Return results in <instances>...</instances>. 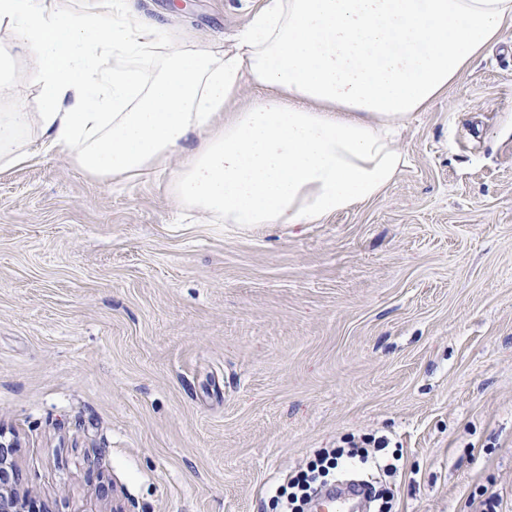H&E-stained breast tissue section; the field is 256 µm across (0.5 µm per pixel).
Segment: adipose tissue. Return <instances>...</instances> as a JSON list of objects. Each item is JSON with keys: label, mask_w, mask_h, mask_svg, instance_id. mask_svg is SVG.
Segmentation results:
<instances>
[{"label": "adipose tissue", "mask_w": 512, "mask_h": 512, "mask_svg": "<svg viewBox=\"0 0 512 512\" xmlns=\"http://www.w3.org/2000/svg\"><path fill=\"white\" fill-rule=\"evenodd\" d=\"M40 86L0 113V169L63 149L92 177L184 159L169 188L214 224H320L377 198L407 163L395 137L512 27V0H264L227 51L162 47L57 0H0ZM17 48V49H18ZM162 56L144 79L142 60ZM261 93L238 100L245 84Z\"/></svg>", "instance_id": "ef3b65f1"}]
</instances>
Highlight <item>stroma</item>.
Segmentation results:
<instances>
[{
    "label": "stroma",
    "mask_w": 512,
    "mask_h": 512,
    "mask_svg": "<svg viewBox=\"0 0 512 512\" xmlns=\"http://www.w3.org/2000/svg\"><path fill=\"white\" fill-rule=\"evenodd\" d=\"M229 48L262 0H107ZM18 51L0 113L38 108ZM377 199L247 230L179 169L0 170V441L23 512H275L318 448L387 436L392 512H512V34L402 131Z\"/></svg>",
    "instance_id": "obj_1"
}]
</instances>
